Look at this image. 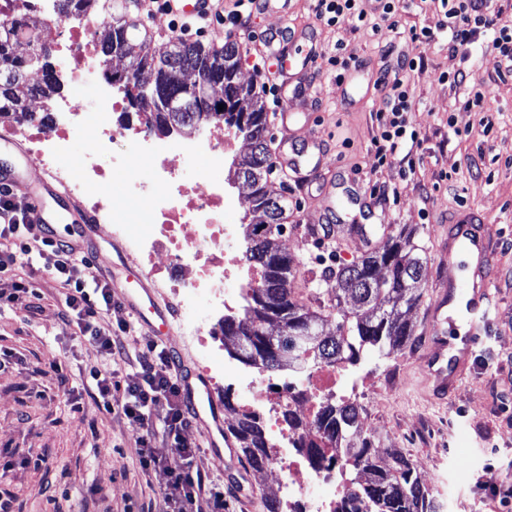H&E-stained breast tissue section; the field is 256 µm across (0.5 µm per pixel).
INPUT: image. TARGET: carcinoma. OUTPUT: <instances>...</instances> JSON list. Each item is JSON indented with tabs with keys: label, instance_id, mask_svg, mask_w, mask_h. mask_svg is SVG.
<instances>
[{
	"label": "carcinoma",
	"instance_id": "obj_1",
	"mask_svg": "<svg viewBox=\"0 0 512 512\" xmlns=\"http://www.w3.org/2000/svg\"><path fill=\"white\" fill-rule=\"evenodd\" d=\"M138 0H55L54 11L64 17L91 13L102 17L104 32L100 53L128 55L124 78L130 105L139 112H153L157 130L192 127L218 115L224 127L249 142V153L235 159L230 179H248L252 185L249 222L244 227L246 260L263 272L241 315L224 319L222 335L236 338L228 354L266 372L298 373L304 367L355 365L365 353L385 357L411 336L409 313L421 300L424 258L407 224L390 232L382 251L338 268L330 295L357 308L354 318L343 317L336 330L324 328L326 316L300 304L294 297L295 262L276 242L288 219V200L267 179L272 161L264 105L248 84L238 80L239 49L227 39L224 45L205 46L179 40L169 50L158 51L153 36L138 13ZM30 24L0 11V117L33 118L29 101L49 102L60 90L50 79L51 51L28 42L31 52L18 56L13 42ZM197 73L201 85L186 89L181 78ZM152 78L143 84L140 76ZM178 96L181 108L167 109ZM227 111H219V105ZM316 438L300 441L312 463L339 464L346 498L336 512H440L438 502L423 484L415 467L399 452L392 464L382 467L373 452L374 440L363 431L357 408L324 400L315 415ZM234 433L247 461L262 467L268 459V441L259 416L244 413Z\"/></svg>",
	"mask_w": 512,
	"mask_h": 512
}]
</instances>
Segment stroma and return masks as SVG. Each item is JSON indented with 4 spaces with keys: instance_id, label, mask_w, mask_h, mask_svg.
<instances>
[{
    "instance_id": "1",
    "label": "stroma",
    "mask_w": 512,
    "mask_h": 512,
    "mask_svg": "<svg viewBox=\"0 0 512 512\" xmlns=\"http://www.w3.org/2000/svg\"><path fill=\"white\" fill-rule=\"evenodd\" d=\"M395 20L372 40L355 30L350 18L328 27L315 18L310 0H292L288 16L263 13L248 24L217 22L188 39L219 46L236 41L238 77L258 85L262 78L252 42L260 32L297 26L310 31L318 60L304 91L316 103L308 133L323 141L326 161L335 168L336 225H347L360 189H393L384 216L363 222L372 248L381 250L386 241L381 222L408 224L416 229L426 259L423 296L409 315L411 341L387 357L365 356L347 366L345 380L364 388L345 400L358 407L381 465L390 464L394 449L413 464H426L421 479L446 490L444 512H512V503L504 504L486 488L492 478L512 484V74L499 69L490 48L473 47L468 66L488 83L490 94L485 113L469 111L462 106L463 89L440 79L452 66L446 50H428L424 69L410 77V121L420 140L414 163L403 164L396 156L379 163L373 140L376 114L385 104L374 84L382 50L391 46L415 53L410 28L438 30L443 15L435 0L418 6L402 2ZM340 51L362 65L355 84L337 82L328 63ZM486 116L491 126H484ZM269 179L288 199L289 219L278 242L297 264L296 292L305 303L331 312V297L319 281L327 269L361 257V245L349 234L310 232L317 214L306 190L277 173ZM463 208L484 219L483 231L493 245L494 308L475 368L461 375L448 401L440 402L432 396L420 355L429 330L427 310L443 280L470 273L463 257L449 264L441 260L445 221ZM79 248L96 274L114 286L109 320L115 325L133 320L121 286L126 269H139V262L102 224L92 237L80 239ZM30 282L39 293L35 310L0 309V350L11 354L0 367V452L27 451L33 462L0 469V501L10 512H146L159 487L139 467L138 424L106 412L88 392L84 377L102 356L96 345L64 330L63 288L42 274ZM187 436L201 447L198 464L208 479L223 482L227 512H266V500L279 496L275 476L247 461L227 469L223 449L209 447L205 425L193 424Z\"/></svg>"
}]
</instances>
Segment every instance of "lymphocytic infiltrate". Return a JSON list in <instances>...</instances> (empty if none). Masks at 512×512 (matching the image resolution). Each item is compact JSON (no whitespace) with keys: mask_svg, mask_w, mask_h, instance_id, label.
Returning <instances> with one entry per match:
<instances>
[{"mask_svg":"<svg viewBox=\"0 0 512 512\" xmlns=\"http://www.w3.org/2000/svg\"><path fill=\"white\" fill-rule=\"evenodd\" d=\"M398 0H314L316 18L335 25L340 16H349L356 30L376 37L384 22L395 16ZM444 13L440 30L448 34V56L459 60L457 68L442 73L451 85L469 83L463 106L483 111L486 89L481 81H468L463 67L469 51L482 36H490L500 67L512 71V25L501 22V0H439ZM420 48L416 54H400L395 74L381 72L378 85L385 109L377 113L379 136L375 139L379 160L394 155L406 144L418 145L409 114L413 91L409 73L422 69L423 50L434 42V31L423 28L409 35ZM31 205L17 189L0 180V273L28 264L32 271L51 277L65 288L66 309L61 318L66 329L94 343L100 350V365L88 371L93 396L104 410H121L137 422L142 433L136 439L138 462L144 472H159L166 487L149 512H224V490L207 480L195 464L198 445L185 433L194 416L186 404L170 350L155 341L129 349L127 338L134 324L111 325L105 317L115 304L112 285L100 278L87 259L77 256L76 246L36 235ZM136 371V380L122 385L123 367Z\"/></svg>","mask_w":512,"mask_h":512,"instance_id":"lymphocytic-infiltrate-1","label":"lymphocytic infiltrate"}]
</instances>
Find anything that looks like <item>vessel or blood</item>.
Listing matches in <instances>:
<instances>
[{
    "label": "vessel or blood",
    "mask_w": 512,
    "mask_h": 512,
    "mask_svg": "<svg viewBox=\"0 0 512 512\" xmlns=\"http://www.w3.org/2000/svg\"><path fill=\"white\" fill-rule=\"evenodd\" d=\"M213 0H168L170 11L186 20L209 17ZM307 34L302 30L276 29L275 38L266 42L262 51L279 62L283 82L278 90L281 108L274 116L279 132L278 146L274 162L292 174H307L316 179L325 166L326 152L320 141L301 136L297 125L303 119L296 105L302 96L301 79L313 68L314 50H303L302 40ZM51 194L61 202H68L69 193L63 186L48 182L43 190L25 189L24 195L34 208L35 223H44L43 194ZM448 253L467 254L472 259L473 273L463 282L449 281L447 289L441 290L439 298L431 308L428 347L423 355L424 367L433 384V393L438 398H446L457 386L460 375L472 365L476 351L484 340L485 318L492 306L491 282L488 272L493 264V253L474 224L468 211H460L448 220ZM123 290L127 302L134 303L149 299V314L143 317L144 325H151L153 319H164L165 314L157 303L151 302V292L144 279L136 273H129ZM462 311L466 329L461 339L448 336L443 327L448 309ZM188 395L203 393L207 408L197 411V418H210L207 429L210 445H217L224 435L221 413L223 405L205 382L185 380Z\"/></svg>",
    "instance_id": "obj_1"
}]
</instances>
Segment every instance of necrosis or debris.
Here are the masks:
<instances>
[{
    "instance_id": "1",
    "label": "necrosis or debris",
    "mask_w": 512,
    "mask_h": 512,
    "mask_svg": "<svg viewBox=\"0 0 512 512\" xmlns=\"http://www.w3.org/2000/svg\"><path fill=\"white\" fill-rule=\"evenodd\" d=\"M97 28V22L78 20L56 44L57 62L71 91L47 103L35 100L33 106L37 112L49 109L51 122L5 124L0 135L28 143L43 170L82 199L96 221L111 224L114 237L125 241L155 281L176 299L187 335L196 340L202 356H209L224 315L234 312L261 282L260 270L244 259L240 225L224 221L235 197L220 182L200 187L190 169L193 157L201 153L214 164H223L225 155L235 149V136L220 123L200 124L186 135L162 136L149 112L137 113L131 122H117L116 115L127 102L126 88L115 77L111 60L100 55ZM87 83L97 84L100 91L91 103L72 94ZM85 134L92 137L90 153L76 167L64 166L72 139ZM135 159L150 164L151 178L124 183V195L143 202L141 210L133 213L97 186ZM200 296L207 301L208 314L196 309ZM340 375L335 367L310 368L303 376L300 396L289 392L287 379L251 366L228 364L213 376L214 383L225 389L246 391L244 412L264 414L269 468L286 488L288 512H334L345 496L335 469L313 466L296 446L300 429L284 418L289 411L313 418L315 399L333 397Z\"/></svg>"
}]
</instances>
